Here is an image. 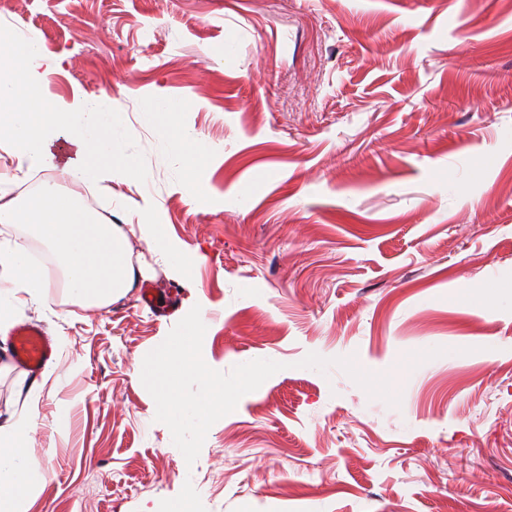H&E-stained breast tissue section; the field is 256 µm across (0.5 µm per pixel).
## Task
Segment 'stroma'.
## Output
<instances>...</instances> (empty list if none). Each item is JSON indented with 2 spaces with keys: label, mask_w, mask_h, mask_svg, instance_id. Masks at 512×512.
<instances>
[{
  "label": "stroma",
  "mask_w": 512,
  "mask_h": 512,
  "mask_svg": "<svg viewBox=\"0 0 512 512\" xmlns=\"http://www.w3.org/2000/svg\"><path fill=\"white\" fill-rule=\"evenodd\" d=\"M61 106L105 102L112 216L149 200L200 255L99 311L56 274L15 324L57 339L29 512H512V0H7ZM212 149L197 204L148 115ZM209 358L285 368L187 464L141 382L192 302ZM388 375L399 406L308 353ZM67 409L66 421L56 414Z\"/></svg>",
  "instance_id": "obj_1"
}]
</instances>
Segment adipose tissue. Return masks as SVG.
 I'll return each mask as SVG.
<instances>
[{
	"instance_id": "obj_1",
	"label": "adipose tissue",
	"mask_w": 512,
	"mask_h": 512,
	"mask_svg": "<svg viewBox=\"0 0 512 512\" xmlns=\"http://www.w3.org/2000/svg\"><path fill=\"white\" fill-rule=\"evenodd\" d=\"M45 56L38 42L17 39L0 28V143L9 145L21 170L55 166L54 141L65 139L73 148L60 169V181L45 182L24 196L13 193L11 182L0 181V224L23 228L26 240L0 242V335H7L19 298L40 301L47 286L43 270L29 258L28 239H36L63 267L71 304L89 310L104 308L126 296L139 278L142 265L133 261L135 241L145 242L170 267L189 276L198 262L169 238L150 202L127 207L120 223L88 210L64 192L62 182L111 181L113 167L132 176L140 171L120 155L117 123L103 106L58 108L41 91ZM178 109L167 102L151 107V119L164 127L169 152L180 162L185 183L196 185L209 159L205 143L176 123ZM54 373L46 367L43 380L18 378L26 391L27 408L19 417L0 424V512H29L33 491L41 479L31 463L33 434L39 416L43 381Z\"/></svg>"
}]
</instances>
